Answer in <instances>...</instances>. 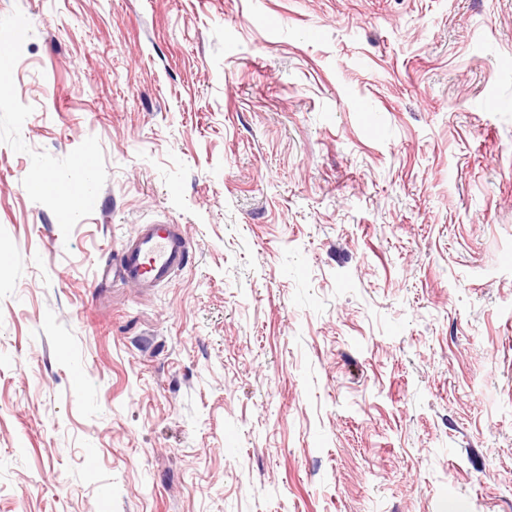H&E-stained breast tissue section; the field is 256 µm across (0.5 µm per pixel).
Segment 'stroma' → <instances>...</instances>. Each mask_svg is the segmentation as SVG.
Returning a JSON list of instances; mask_svg holds the SVG:
<instances>
[{
	"mask_svg": "<svg viewBox=\"0 0 512 512\" xmlns=\"http://www.w3.org/2000/svg\"><path fill=\"white\" fill-rule=\"evenodd\" d=\"M0 512H512V0H0ZM189 256L190 243L176 224H142L124 244L112 277L118 273L139 288H154L187 265Z\"/></svg>",
	"mask_w": 512,
	"mask_h": 512,
	"instance_id": "35a3bbf8",
	"label": "stroma"
}]
</instances>
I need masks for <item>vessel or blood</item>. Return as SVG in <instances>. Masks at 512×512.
<instances>
[{"label": "vessel or blood", "mask_w": 512, "mask_h": 512, "mask_svg": "<svg viewBox=\"0 0 512 512\" xmlns=\"http://www.w3.org/2000/svg\"><path fill=\"white\" fill-rule=\"evenodd\" d=\"M190 243L173 224H143L122 248L114 271L128 283L153 288L187 265Z\"/></svg>", "instance_id": "b4317fda"}]
</instances>
